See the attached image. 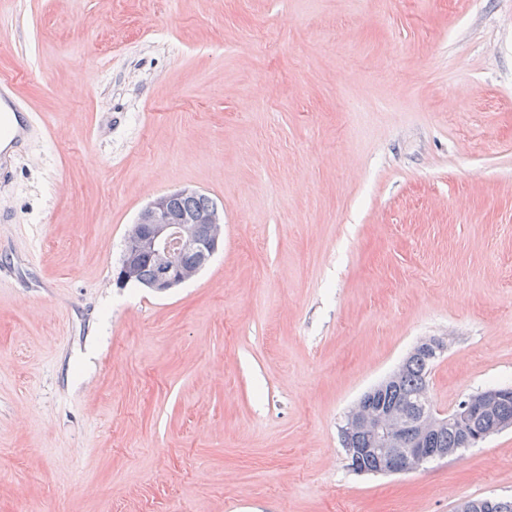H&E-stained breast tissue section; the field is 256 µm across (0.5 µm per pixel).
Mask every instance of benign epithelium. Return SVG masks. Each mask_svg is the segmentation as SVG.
I'll return each instance as SVG.
<instances>
[{
  "instance_id": "7a95c632",
  "label": "benign epithelium",
  "mask_w": 512,
  "mask_h": 512,
  "mask_svg": "<svg viewBox=\"0 0 512 512\" xmlns=\"http://www.w3.org/2000/svg\"><path fill=\"white\" fill-rule=\"evenodd\" d=\"M172 194L156 197L128 229L123 258L115 273V281L125 286L138 277V258L150 257L157 267L155 278L146 287L165 293L191 280L223 245L224 211L214 207L194 213L177 224L169 212ZM196 257L188 265L184 258ZM420 347L430 359L447 350L438 338L421 341ZM367 392L347 413L340 436L352 468L359 467L361 453L375 457L378 471L384 474L412 471L425 464L457 452L455 448H427L425 442L439 424L448 423L460 434V446L469 448L484 442L490 435L512 426V421L498 415L503 400L512 395L507 390L489 389L476 397L461 401L444 418L424 410L413 413L403 406L384 407L369 400ZM359 434L371 437L373 447L352 448L350 441Z\"/></svg>"
}]
</instances>
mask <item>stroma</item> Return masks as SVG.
Wrapping results in <instances>:
<instances>
[{
  "instance_id": "35a3bbf8",
  "label": "stroma",
  "mask_w": 512,
  "mask_h": 512,
  "mask_svg": "<svg viewBox=\"0 0 512 512\" xmlns=\"http://www.w3.org/2000/svg\"><path fill=\"white\" fill-rule=\"evenodd\" d=\"M36 117L0 185V512H455L512 428L358 475L339 427L421 339L440 414L512 387V0H0ZM224 210L117 286L158 195ZM197 193L188 188L176 191L178 196L172 200L174 219L169 212L172 193L156 197L140 213L125 236L124 256L115 273L117 285L126 286L136 280L139 273L141 282L134 284L144 286L142 282L149 281L155 274L154 262L157 273L146 288L165 293L191 280L209 262L223 245L224 210L215 206L203 211L217 204L202 193L193 198L179 197ZM183 218L181 224L175 223ZM188 254L195 255L194 265L185 263L184 258ZM140 256H148L153 262L143 259L138 269Z\"/></svg>"
}]
</instances>
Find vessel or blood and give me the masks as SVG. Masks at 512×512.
I'll return each mask as SVG.
<instances>
[{"label": "vessel or blood", "mask_w": 512, "mask_h": 512, "mask_svg": "<svg viewBox=\"0 0 512 512\" xmlns=\"http://www.w3.org/2000/svg\"><path fill=\"white\" fill-rule=\"evenodd\" d=\"M21 71L0 72V134L7 135L9 145L0 152V182H5L11 170L14 155L23 149L29 139L32 118L23 111L14 96V89L22 80Z\"/></svg>", "instance_id": "1"}]
</instances>
